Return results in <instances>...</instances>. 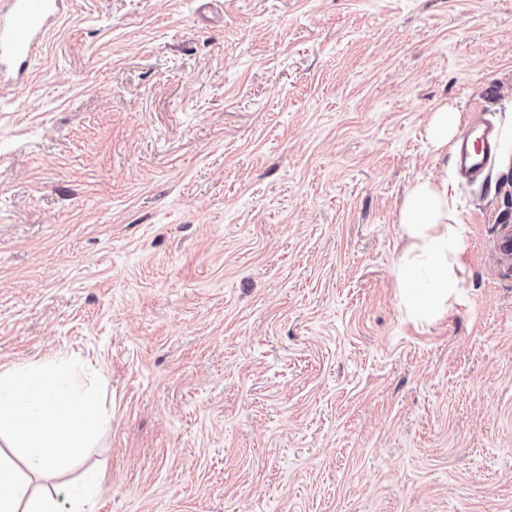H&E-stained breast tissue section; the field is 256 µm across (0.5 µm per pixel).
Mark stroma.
I'll use <instances>...</instances> for the list:
<instances>
[{"instance_id": "1", "label": "stroma", "mask_w": 512, "mask_h": 512, "mask_svg": "<svg viewBox=\"0 0 512 512\" xmlns=\"http://www.w3.org/2000/svg\"><path fill=\"white\" fill-rule=\"evenodd\" d=\"M484 100L463 181L432 112ZM447 178L463 298L412 321ZM512 0H64L0 91V366L77 358L92 512H512ZM496 150L497 137L494 128L487 123L483 126L472 119L456 144V166L461 173L476 177L484 171L490 160L495 159ZM399 224L410 241L396 271L401 300L410 316H430L461 294L450 266L459 262L465 246L448 206V181L415 183L403 199ZM422 280L428 282L425 288Z\"/></svg>"}]
</instances>
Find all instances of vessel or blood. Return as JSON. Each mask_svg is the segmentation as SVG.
Masks as SVG:
<instances>
[{"mask_svg":"<svg viewBox=\"0 0 512 512\" xmlns=\"http://www.w3.org/2000/svg\"><path fill=\"white\" fill-rule=\"evenodd\" d=\"M60 14V0H0V77L35 53L44 31ZM496 150L493 127L471 121L456 144V166L465 175L478 176L495 159Z\"/></svg>","mask_w":512,"mask_h":512,"instance_id":"obj_1","label":"vessel or blood"}]
</instances>
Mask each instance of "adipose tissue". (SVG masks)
Returning <instances> with one entry per match:
<instances>
[{"label": "adipose tissue", "instance_id": "adipose-tissue-1", "mask_svg": "<svg viewBox=\"0 0 512 512\" xmlns=\"http://www.w3.org/2000/svg\"><path fill=\"white\" fill-rule=\"evenodd\" d=\"M399 222L410 242L396 276L400 296L410 316H429L461 294L451 266L465 250L448 205L447 181L415 183L403 199Z\"/></svg>", "mask_w": 512, "mask_h": 512}]
</instances>
